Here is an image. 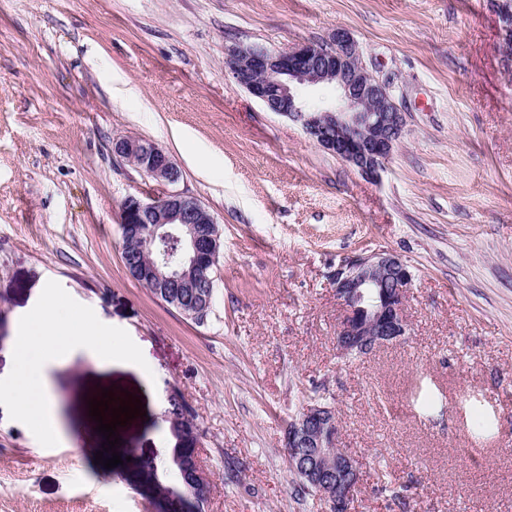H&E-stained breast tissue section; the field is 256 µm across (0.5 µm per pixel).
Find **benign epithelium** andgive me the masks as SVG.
Returning a JSON list of instances; mask_svg holds the SVG:
<instances>
[{
  "label": "benign epithelium",
  "instance_id": "benign-epithelium-1",
  "mask_svg": "<svg viewBox=\"0 0 512 512\" xmlns=\"http://www.w3.org/2000/svg\"><path fill=\"white\" fill-rule=\"evenodd\" d=\"M505 31L512 30V0H495ZM224 69L268 110L299 125L314 142L362 176L376 180L400 141L405 113L387 82L374 76L362 60L358 42L344 29L325 43H300L287 50L235 42L224 52ZM320 84L336 89L335 103L311 107L301 90ZM113 154L133 163L146 177L165 186L177 184L181 171L158 145L125 137L112 144ZM124 236L139 237L147 225L159 242L173 237L181 243L182 259L173 261L161 250L129 266L137 279L162 289L179 303L171 289L213 287L208 272L217 262L218 236L203 225L214 217L195 197L169 190L150 202L130 197L121 208ZM414 275L399 257L386 252L344 260L333 274L336 299L343 311L336 327V349L343 357L366 355L393 343L407 332L405 308ZM334 409L308 404L289 421L284 445L294 474L315 490L327 512H351L360 475L355 458L339 443ZM190 474L183 486L169 489L164 512H175L192 489L198 498L209 494V476L200 457L176 462Z\"/></svg>",
  "mask_w": 512,
  "mask_h": 512
}]
</instances>
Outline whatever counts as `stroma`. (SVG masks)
Listing matches in <instances>:
<instances>
[{
	"label": "stroma",
	"mask_w": 512,
	"mask_h": 512,
	"mask_svg": "<svg viewBox=\"0 0 512 512\" xmlns=\"http://www.w3.org/2000/svg\"><path fill=\"white\" fill-rule=\"evenodd\" d=\"M357 40L406 114L379 180L324 151L224 70L235 41ZM491 0H0V372L14 317L53 280L123 328L150 374L80 356L51 386L67 445L0 408V512H157L144 475L179 395L210 477L204 512H326L298 498L284 430L326 389L358 463L352 512H512V57ZM157 143L213 215L207 321L127 273L123 201L162 194L112 143ZM410 267L408 332L336 351L331 275ZM145 406L94 461L103 389Z\"/></svg>",
	"instance_id": "35a3bbf8"
}]
</instances>
